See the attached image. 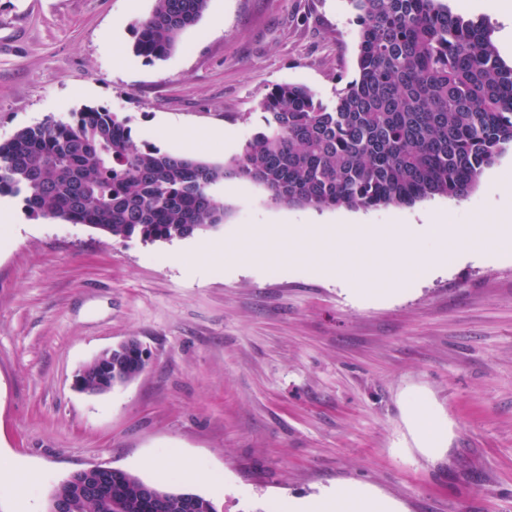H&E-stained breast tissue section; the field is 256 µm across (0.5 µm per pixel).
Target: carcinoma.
Here are the masks:
<instances>
[{
	"instance_id": "obj_1",
	"label": "carcinoma",
	"mask_w": 512,
	"mask_h": 512,
	"mask_svg": "<svg viewBox=\"0 0 512 512\" xmlns=\"http://www.w3.org/2000/svg\"><path fill=\"white\" fill-rule=\"evenodd\" d=\"M359 26L358 77L325 104L308 88L276 86L261 104L262 125L224 162L138 144L105 108L70 122L48 120L0 143V194L21 195L35 216L83 224L145 243L186 239L224 223L212 188L238 178L275 204L323 209L412 205L468 197L483 171L512 148V66L490 31L453 14L446 0H348ZM208 0H155L136 24L134 52L162 59ZM140 342L84 364L87 391L102 393L141 373ZM100 481L79 472L54 493L75 496ZM112 490L79 499V512H214L201 495L155 487L128 472Z\"/></svg>"
}]
</instances>
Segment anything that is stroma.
<instances>
[{
	"label": "stroma",
	"instance_id": "stroma-1",
	"mask_svg": "<svg viewBox=\"0 0 512 512\" xmlns=\"http://www.w3.org/2000/svg\"><path fill=\"white\" fill-rule=\"evenodd\" d=\"M486 24L504 65L507 24L480 0H447ZM155 0H0V143L88 107L125 120L138 143L221 162L258 127L278 84L323 102L358 75L347 0H208L163 60L136 56L134 25ZM512 149L466 199L376 210L274 205L231 179L218 229L170 242L106 236L31 215L0 195V512H45L50 490L102 463L212 499L218 512H289L293 501L365 484L401 512H512V241L493 256L408 268L390 300L351 297L379 253L364 225L493 224L512 210L495 182ZM320 225L324 270L268 232ZM137 338L151 364L88 396L76 370ZM441 424L424 447L412 417Z\"/></svg>",
	"mask_w": 512,
	"mask_h": 512
}]
</instances>
